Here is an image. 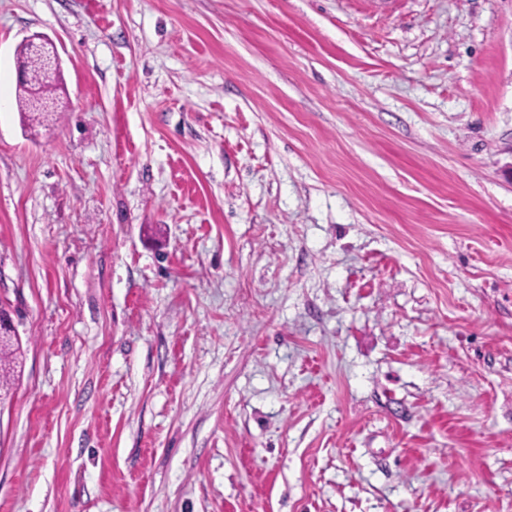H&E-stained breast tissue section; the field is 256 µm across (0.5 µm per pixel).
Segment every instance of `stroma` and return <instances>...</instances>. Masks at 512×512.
Returning a JSON list of instances; mask_svg holds the SVG:
<instances>
[{"label": "stroma", "mask_w": 512, "mask_h": 512, "mask_svg": "<svg viewBox=\"0 0 512 512\" xmlns=\"http://www.w3.org/2000/svg\"><path fill=\"white\" fill-rule=\"evenodd\" d=\"M0 301V512H512V0H0ZM35 39H38L39 42H35ZM24 43L28 46L30 54L42 61L41 73L44 77H51L60 70L59 55L51 39L36 35L26 39ZM31 55L28 54L23 45L20 46L19 56L20 59H23L22 66L27 68L32 74H36L40 69V63ZM32 88H33L32 92L25 91V90H22V91L19 90L18 103H19L20 111H21V114H22V117L24 120L27 119L26 113H29L28 120H30L32 122L35 121L37 123H40L41 122L40 119L45 117L46 112H55V110L39 111V110L35 109L32 105V97H33V95L39 96V97H44V98L52 100L55 103L57 98L53 97V93L56 90V88H54V86L50 82H47V83L37 82L36 84H34L32 86ZM39 97H36L33 101L34 105L37 108H40V109L52 108V105H53L52 103L46 102V101L40 99ZM20 355V346L19 342H16V345H12L9 348L4 349L1 352L0 357V385L9 389L12 384V380L14 378L15 368L17 367V363Z\"/></svg>", "instance_id": "35a3bbf8"}]
</instances>
